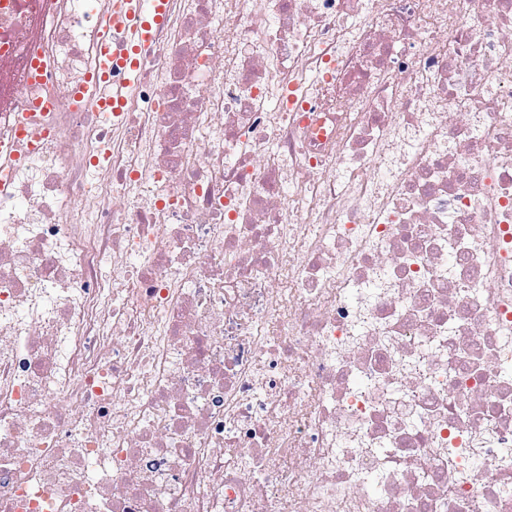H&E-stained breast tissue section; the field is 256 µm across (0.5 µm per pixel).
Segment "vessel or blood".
<instances>
[{
    "instance_id": "1",
    "label": "vessel or blood",
    "mask_w": 512,
    "mask_h": 512,
    "mask_svg": "<svg viewBox=\"0 0 512 512\" xmlns=\"http://www.w3.org/2000/svg\"><path fill=\"white\" fill-rule=\"evenodd\" d=\"M166 0H107L103 16L104 42L95 57L91 79L87 84L68 92L64 102L72 109L94 102L110 112L121 111L127 91L112 83V71L134 69L141 48L152 36V26L161 22Z\"/></svg>"
}]
</instances>
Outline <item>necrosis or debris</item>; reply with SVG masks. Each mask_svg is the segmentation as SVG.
Segmentation results:
<instances>
[{"label": "necrosis or debris", "mask_w": 512, "mask_h": 512, "mask_svg": "<svg viewBox=\"0 0 512 512\" xmlns=\"http://www.w3.org/2000/svg\"><path fill=\"white\" fill-rule=\"evenodd\" d=\"M102 7L0 14V141ZM112 79L0 193V512H512V0H168Z\"/></svg>", "instance_id": "necrosis-or-debris-1"}]
</instances>
